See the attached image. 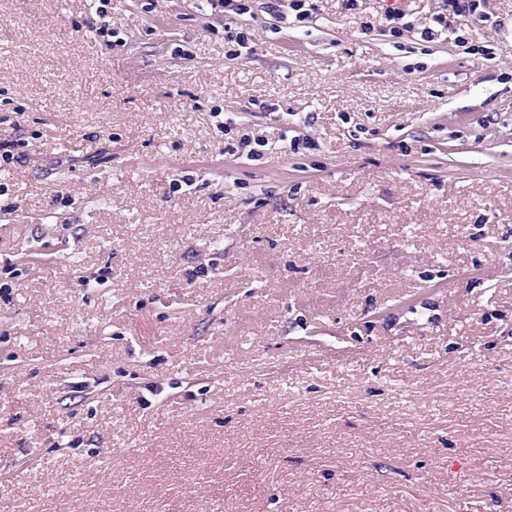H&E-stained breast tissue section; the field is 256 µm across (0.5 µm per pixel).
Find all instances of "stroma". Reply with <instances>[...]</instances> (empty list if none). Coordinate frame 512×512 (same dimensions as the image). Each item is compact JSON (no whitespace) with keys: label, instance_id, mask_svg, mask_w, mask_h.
Masks as SVG:
<instances>
[{"label":"stroma","instance_id":"stroma-1","mask_svg":"<svg viewBox=\"0 0 512 512\" xmlns=\"http://www.w3.org/2000/svg\"><path fill=\"white\" fill-rule=\"evenodd\" d=\"M309 4L0 0L5 512H512V0Z\"/></svg>","mask_w":512,"mask_h":512}]
</instances>
